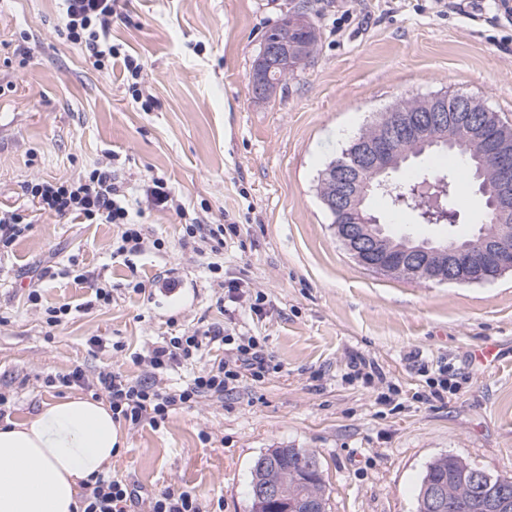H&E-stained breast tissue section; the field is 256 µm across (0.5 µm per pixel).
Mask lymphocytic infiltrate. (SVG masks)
<instances>
[{"label": "lymphocytic infiltrate", "instance_id": "obj_1", "mask_svg": "<svg viewBox=\"0 0 512 512\" xmlns=\"http://www.w3.org/2000/svg\"><path fill=\"white\" fill-rule=\"evenodd\" d=\"M121 16L120 0H63L67 40L84 48L97 68L105 69L114 60H121L132 99L147 111L152 107V97L146 92L142 62L112 41V23ZM26 192L41 211L72 215L88 224L121 225L123 231L113 257L135 256L146 246L144 227L134 222L127 189L113 171L97 168L70 182L31 183ZM214 345L224 347L223 357L214 359L184 386L166 389L158 385V372L182 364ZM141 363L146 376L139 380L106 370L90 375L77 367L65 374L47 376L45 383L75 386L93 397H105L112 408L113 421L134 429L145 423L160 426L170 412L192 407L203 398H223L244 377L257 381L265 373V356L256 337L233 340L220 328H197L163 337ZM77 512H205V505L198 494L180 486L144 496L127 480L100 474L84 484Z\"/></svg>", "mask_w": 512, "mask_h": 512}]
</instances>
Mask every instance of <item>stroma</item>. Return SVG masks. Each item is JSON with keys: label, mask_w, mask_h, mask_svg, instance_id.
<instances>
[{"label": "stroma", "mask_w": 512, "mask_h": 512, "mask_svg": "<svg viewBox=\"0 0 512 512\" xmlns=\"http://www.w3.org/2000/svg\"><path fill=\"white\" fill-rule=\"evenodd\" d=\"M290 0H124L112 40L144 65L157 105L126 90L121 62L101 70L61 32V0H0V210L30 216L0 252V392L10 418L74 395L47 375L105 368L130 378L159 337L219 327L256 337L260 381L171 413L159 428L119 425L112 475L145 492L195 491L212 512H248L251 467L269 448H307L321 462L331 512H416L428 462L454 454L512 476V274L485 284H435L359 265L336 237L317 186L376 116L405 99L452 91L512 125V24L435 0H306L319 29L307 65L272 97L250 75L265 30ZM95 168L129 191L165 178L187 211L145 212L160 249L116 261V224L36 210L27 184L71 181ZM225 227L219 252H196L185 221ZM101 273L106 307L62 271ZM38 283L41 306L26 301ZM259 310L232 299L234 283ZM75 310L48 328L43 310ZM110 342L90 348L91 337ZM120 350H113V343ZM500 354L485 368L473 355ZM446 372L444 398L429 380Z\"/></svg>", "instance_id": "1"}]
</instances>
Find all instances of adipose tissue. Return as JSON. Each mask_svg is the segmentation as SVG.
<instances>
[{
    "label": "adipose tissue",
    "instance_id": "obj_1",
    "mask_svg": "<svg viewBox=\"0 0 512 512\" xmlns=\"http://www.w3.org/2000/svg\"><path fill=\"white\" fill-rule=\"evenodd\" d=\"M118 432L109 403L70 396L0 424V512H75L82 487L109 470Z\"/></svg>",
    "mask_w": 512,
    "mask_h": 512
}]
</instances>
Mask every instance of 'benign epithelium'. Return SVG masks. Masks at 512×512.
Here are the masks:
<instances>
[{
  "mask_svg": "<svg viewBox=\"0 0 512 512\" xmlns=\"http://www.w3.org/2000/svg\"><path fill=\"white\" fill-rule=\"evenodd\" d=\"M279 58V42H262L257 64L265 72L256 71L251 76L256 98L264 99L269 94L268 78ZM420 105L415 113H388L355 139L323 178L327 184L323 202L332 210L360 217L353 224L341 226L348 251L373 272L406 278L421 273L433 283H484L512 272V133L500 130L495 144L488 146L485 124L477 121L471 110L450 100L446 91L421 98ZM455 143L465 144L474 157L492 159L493 176L480 193L489 198L499 232L480 234L478 241L464 251L437 246L429 239L417 243L403 237L397 247L398 258L375 259L382 251L383 230L379 218L366 211L367 198L377 191L400 189L392 175L409 156ZM251 494L258 501L283 498L281 488L273 483L257 484Z\"/></svg>",
  "mask_w": 512,
  "mask_h": 512,
  "instance_id": "obj_1",
  "label": "benign epithelium"
}]
</instances>
